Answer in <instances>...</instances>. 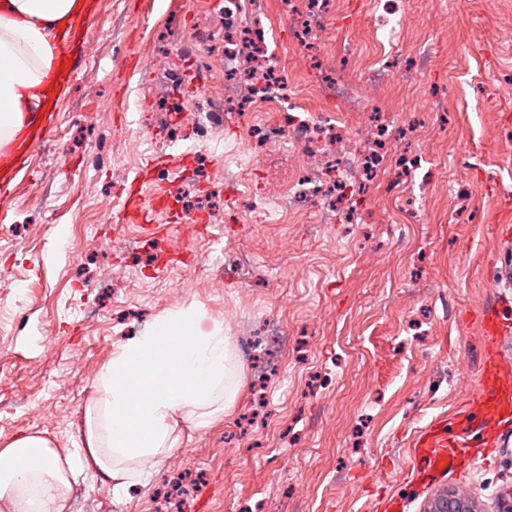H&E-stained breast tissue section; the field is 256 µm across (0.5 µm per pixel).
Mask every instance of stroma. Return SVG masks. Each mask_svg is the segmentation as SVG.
<instances>
[{
	"label": "stroma",
	"mask_w": 512,
	"mask_h": 512,
	"mask_svg": "<svg viewBox=\"0 0 512 512\" xmlns=\"http://www.w3.org/2000/svg\"><path fill=\"white\" fill-rule=\"evenodd\" d=\"M88 3L56 128L32 148L30 179L0 196V448L24 434L62 454L86 447V411L118 345L195 304L199 332L221 325L240 351L233 407L207 426L177 415L179 444L148 484L120 497L87 473L68 499L89 512H187L201 496L209 512H371L384 485L420 512L434 488L408 486V443L476 394L477 312L497 295L495 227L512 225L498 195L512 191V0H400L411 23L374 108L426 134L383 155L377 184L396 186V198H367L345 221L313 197L281 224L255 223L250 203L287 195L293 155L278 136L253 138L263 115L231 135L208 119L224 102L223 4L188 18L181 0ZM263 8L288 87L357 81L378 54L375 0H330L317 64L292 45L286 0ZM200 37L203 84L187 104L200 126L179 139L163 93ZM182 144L194 158L176 189L199 204L155 215L152 236L114 223L119 188L145 156ZM241 152L256 166L250 187L225 161ZM196 218L207 235L171 234ZM271 321L288 357L263 378L242 346ZM447 485L495 512L512 494V447Z\"/></svg>",
	"instance_id": "obj_1"
}]
</instances>
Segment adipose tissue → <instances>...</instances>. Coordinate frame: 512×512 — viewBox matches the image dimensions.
<instances>
[{
	"mask_svg": "<svg viewBox=\"0 0 512 512\" xmlns=\"http://www.w3.org/2000/svg\"><path fill=\"white\" fill-rule=\"evenodd\" d=\"M86 9V0H0V146L25 132L27 113L42 111L55 48ZM199 315L194 305L166 313L118 346L100 377L103 396L86 415L82 452L60 455L38 435L0 448V500L11 512H63L70 478L86 466L126 494L146 481L148 461L177 447L176 414L210 423L219 388L232 406L238 390L223 381L239 374L240 362L221 327L198 332Z\"/></svg>",
	"mask_w": 512,
	"mask_h": 512,
	"instance_id": "ef3b65f1",
	"label": "adipose tissue"
}]
</instances>
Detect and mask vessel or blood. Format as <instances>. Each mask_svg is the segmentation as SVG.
Here are the masks:
<instances>
[{"instance_id":"1","label":"vessel or blood","mask_w":512,"mask_h":512,"mask_svg":"<svg viewBox=\"0 0 512 512\" xmlns=\"http://www.w3.org/2000/svg\"><path fill=\"white\" fill-rule=\"evenodd\" d=\"M200 77L193 65H185L171 83L170 95L183 98L188 88L198 87ZM20 158L18 143L0 147V193L10 194V173L17 171ZM191 159L190 153L147 157L144 168H165L168 180L151 191L131 188L127 191L123 218L147 222L158 212L169 210L174 195L173 184ZM500 286L499 301H506L512 289V253L504 252L493 272ZM483 364L474 400L452 421L441 420L420 430L410 443L417 462V482L423 483L464 473L476 462L485 460L490 449L512 446V317L498 309L483 308L480 316Z\"/></svg>"}]
</instances>
